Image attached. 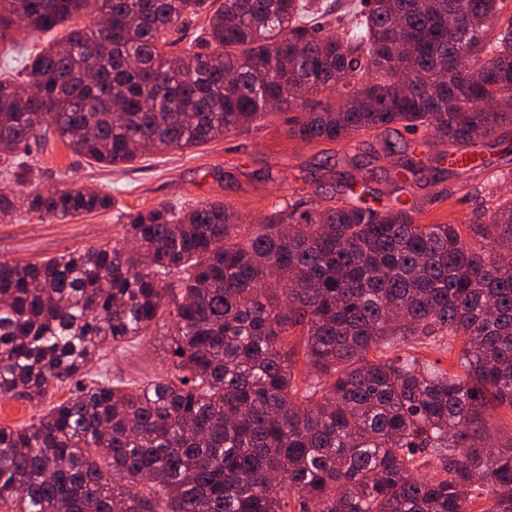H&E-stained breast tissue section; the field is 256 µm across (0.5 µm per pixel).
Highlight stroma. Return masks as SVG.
Instances as JSON below:
<instances>
[{"mask_svg":"<svg viewBox=\"0 0 512 512\" xmlns=\"http://www.w3.org/2000/svg\"><path fill=\"white\" fill-rule=\"evenodd\" d=\"M420 140L416 154L422 170L410 177L413 195L423 204L421 224H462L490 210L499 199L512 196V180L488 183L489 171H512V149L486 138L482 156L487 169L472 172L435 171L438 156L448 145L422 132L395 125L385 132L354 135L352 142L300 139L290 132L281 114L257 127L232 131L223 138L185 150L149 152L129 166H104L75 155L58 136L39 138L28 157L31 186L86 187L110 194L116 206L107 211L59 221L18 210L0 221V258L39 261L103 244L123 242L119 212L147 210L161 204L191 206L221 202L241 223L262 224L275 202L343 199L341 173L365 176L374 195L389 202L405 161L404 143ZM392 150H385V143ZM163 339L149 336L107 349L96 356L89 371L137 384L162 376L169 368Z\"/></svg>","mask_w":512,"mask_h":512,"instance_id":"1","label":"stroma"}]
</instances>
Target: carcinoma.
Returning a JSON list of instances; mask_svg holds the SVG:
<instances>
[{
	"label": "carcinoma",
	"instance_id": "obj_1",
	"mask_svg": "<svg viewBox=\"0 0 512 512\" xmlns=\"http://www.w3.org/2000/svg\"><path fill=\"white\" fill-rule=\"evenodd\" d=\"M504 0H0V42L62 30L0 75V220L115 207L83 188L17 186L53 132L119 167L248 130L278 105L302 140L392 125L448 139L439 157L512 126ZM97 12L105 22L71 25ZM210 13L173 58L163 38ZM461 26L448 30V18ZM336 27L326 33L324 27ZM241 224L222 203L126 212L125 245L0 260V512H512V198L468 224H418L416 199ZM168 337L166 375L136 389L88 364ZM446 336L457 369L416 349ZM302 356L304 369L297 368ZM432 470L417 475L421 468ZM70 395L68 388L56 390L52 399L42 403L40 406H32L23 400L11 399L0 401V425L20 426L29 422L33 417L43 410L49 408V403H56L66 399ZM22 410V412H20Z\"/></svg>",
	"mask_w": 512,
	"mask_h": 512
}]
</instances>
